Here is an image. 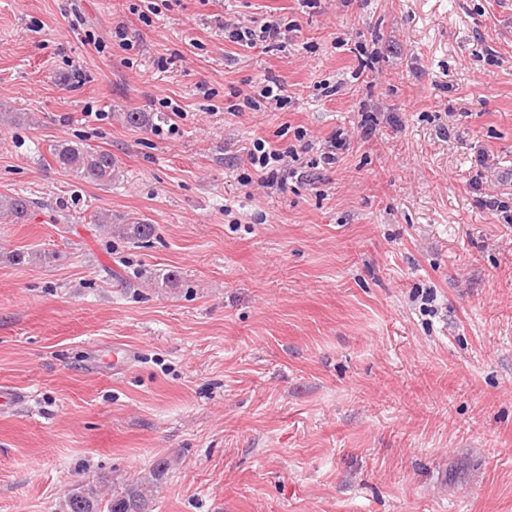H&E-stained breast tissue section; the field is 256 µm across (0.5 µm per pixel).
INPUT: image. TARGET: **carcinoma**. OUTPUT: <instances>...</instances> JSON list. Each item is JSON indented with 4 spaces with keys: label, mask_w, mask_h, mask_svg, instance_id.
Returning a JSON list of instances; mask_svg holds the SVG:
<instances>
[{
    "label": "carcinoma",
    "mask_w": 512,
    "mask_h": 512,
    "mask_svg": "<svg viewBox=\"0 0 512 512\" xmlns=\"http://www.w3.org/2000/svg\"><path fill=\"white\" fill-rule=\"evenodd\" d=\"M57 166L75 178L99 185H110L119 178V170L112 153L96 150L80 142L63 140L50 148ZM33 202L25 196L0 195V217L14 221L24 219ZM94 224L99 230L109 231L133 244H145L156 233L155 225L144 219L128 224H112V216L99 213L94 216ZM15 263L50 264L57 260L54 252H27L11 255ZM169 463L157 465L147 477L137 478L125 485L123 491L103 499L102 493L88 487L70 490L61 504V512H153L152 503L155 488L161 485Z\"/></svg>",
    "instance_id": "obj_1"
}]
</instances>
